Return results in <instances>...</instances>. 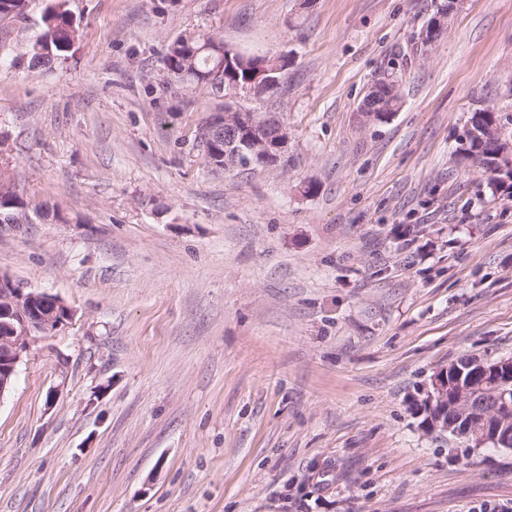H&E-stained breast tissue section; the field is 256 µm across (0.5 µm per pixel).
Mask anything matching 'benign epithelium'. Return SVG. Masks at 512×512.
I'll return each mask as SVG.
<instances>
[{
  "instance_id": "7a95c632",
  "label": "benign epithelium",
  "mask_w": 512,
  "mask_h": 512,
  "mask_svg": "<svg viewBox=\"0 0 512 512\" xmlns=\"http://www.w3.org/2000/svg\"><path fill=\"white\" fill-rule=\"evenodd\" d=\"M462 0H450L448 11L437 14L431 31L443 32L448 19ZM248 77L244 84L236 85L255 97L273 92L280 83L283 69L273 66L266 56L250 57ZM198 139L216 147H228L240 141L247 145L254 160L264 166L275 164L288 142V132L276 120L257 117L253 112L226 106L222 112H214L200 128ZM73 317L72 309L59 299L44 293L29 291L7 276L0 275V398L12 386L17 367L25 355L41 338L57 331ZM472 375L481 384L471 387L469 403L477 416L475 429L482 440L492 441L505 447L512 445V429L495 424L499 413L486 410L483 384H497L502 377L512 378V358H498L490 365L483 361L472 363ZM448 396V371L440 370L433 377L430 400L443 401Z\"/></svg>"
}]
</instances>
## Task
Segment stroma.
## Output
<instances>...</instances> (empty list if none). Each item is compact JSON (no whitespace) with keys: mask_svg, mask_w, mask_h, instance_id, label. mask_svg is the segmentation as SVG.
I'll use <instances>...</instances> for the list:
<instances>
[{"mask_svg":"<svg viewBox=\"0 0 512 512\" xmlns=\"http://www.w3.org/2000/svg\"><path fill=\"white\" fill-rule=\"evenodd\" d=\"M52 0L0 25V169L52 219L0 231V275L73 319L0 397V512H512V453L429 430L433 374L512 356V198L457 148L512 114V0ZM212 34L288 58L240 107L277 117L272 167L216 173L223 94L162 58ZM400 107L363 122L388 67ZM312 192H305L307 182ZM43 16L44 32L30 50L29 67L50 68L61 52L69 49L76 38L73 17L64 9L65 0H54Z\"/></svg>","mask_w":512,"mask_h":512,"instance_id":"obj_1","label":"stroma"}]
</instances>
